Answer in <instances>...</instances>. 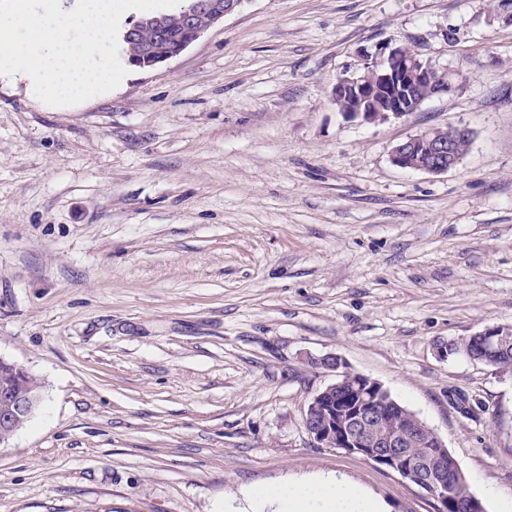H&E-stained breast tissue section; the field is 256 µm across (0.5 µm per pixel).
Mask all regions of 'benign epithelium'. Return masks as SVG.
<instances>
[{
  "instance_id": "7a95c632",
  "label": "benign epithelium",
  "mask_w": 512,
  "mask_h": 512,
  "mask_svg": "<svg viewBox=\"0 0 512 512\" xmlns=\"http://www.w3.org/2000/svg\"><path fill=\"white\" fill-rule=\"evenodd\" d=\"M244 0H192L183 12L188 31L185 39L172 51L161 56L146 51L136 61L140 68H150L179 56L215 23L236 11ZM428 86L429 94L448 91L451 81L419 52L405 46L386 44L364 59L362 68L339 78L332 90V100L347 104L341 112L349 118L367 123H384L417 111L424 99L412 93L416 83ZM471 136L465 127L449 128L448 138L428 131L397 144L390 161L399 168L415 165V170L440 175L458 165L461 155L457 144ZM314 365L337 373L338 382L316 394L305 412V427L320 446L360 454L378 464L393 466L405 480L416 485L438 504L448 502V473L436 469L425 460L413 462L407 456L408 436L393 425L388 413L378 402L387 395L381 383L364 375L352 373L337 356H329ZM351 377L352 398H334L333 392L346 377ZM39 402L35 392L19 394L0 389V446H6L21 423ZM336 418L335 424L317 420L318 409Z\"/></svg>"
}]
</instances>
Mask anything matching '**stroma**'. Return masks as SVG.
Masks as SVG:
<instances>
[{
	"instance_id": "1",
	"label": "stroma",
	"mask_w": 512,
	"mask_h": 512,
	"mask_svg": "<svg viewBox=\"0 0 512 512\" xmlns=\"http://www.w3.org/2000/svg\"><path fill=\"white\" fill-rule=\"evenodd\" d=\"M452 73L416 112L331 99L379 46ZM461 125L448 173L393 147ZM512 327V13L498 0H244L179 56L69 107L0 80V358L42 399L0 447V512H221L334 475L438 512L314 443L317 359L380 382L485 512L512 499V375L437 342Z\"/></svg>"
}]
</instances>
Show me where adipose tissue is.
<instances>
[{
    "label": "adipose tissue",
    "mask_w": 512,
    "mask_h": 512,
    "mask_svg": "<svg viewBox=\"0 0 512 512\" xmlns=\"http://www.w3.org/2000/svg\"><path fill=\"white\" fill-rule=\"evenodd\" d=\"M245 497L254 512H387V505L365 491L330 477L290 480L274 486H251Z\"/></svg>",
    "instance_id": "adipose-tissue-1"
}]
</instances>
